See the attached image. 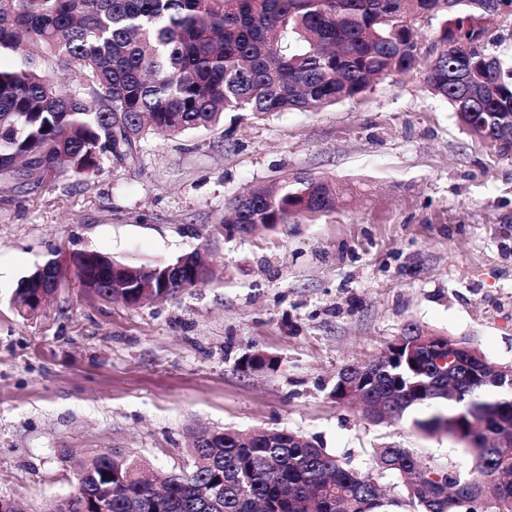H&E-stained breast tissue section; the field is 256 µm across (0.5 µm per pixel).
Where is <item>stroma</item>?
I'll return each mask as SVG.
<instances>
[{
	"instance_id": "35a3bbf8",
	"label": "stroma",
	"mask_w": 512,
	"mask_h": 512,
	"mask_svg": "<svg viewBox=\"0 0 512 512\" xmlns=\"http://www.w3.org/2000/svg\"><path fill=\"white\" fill-rule=\"evenodd\" d=\"M293 173L344 193L319 218L225 236L235 197ZM87 250L137 266L197 251L211 274L132 308L72 283L37 318L15 310L30 270ZM410 324L512 366V159L470 137L423 73L312 112L151 133L136 163L30 194L0 182V499L35 512L69 497V454L189 468L202 427L292 431L361 467L393 444L468 473L448 437L333 395L345 365ZM254 353L273 365L242 369Z\"/></svg>"
}]
</instances>
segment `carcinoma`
I'll list each match as a JSON object with an SVG mask.
<instances>
[{
  "mask_svg": "<svg viewBox=\"0 0 512 512\" xmlns=\"http://www.w3.org/2000/svg\"><path fill=\"white\" fill-rule=\"evenodd\" d=\"M492 0H0V181L24 186L20 168L47 182L99 173L104 160L131 164L150 131L180 135L218 124L226 112L255 118L355 98L377 81L421 70L472 137L512 156V69L489 51L497 36L485 18ZM441 19L437 59L420 29ZM335 182L284 178L235 197L228 234L250 224H284L336 206ZM98 252L55 257L24 276L19 313L39 314L43 293L69 278L89 297L135 307L204 282L192 255L164 280L168 264L133 266L131 288ZM459 366L448 384V345ZM386 365L344 366L339 403L463 445L468 478L426 464L408 448L373 449L361 470L314 440L287 430L243 434L216 429L193 439V465L155 485L136 458L107 448L82 459L69 497L46 512H512V373L462 339L409 324ZM451 399L454 407H437ZM395 478L390 498L381 479Z\"/></svg>",
  "mask_w": 512,
  "mask_h": 512,
  "instance_id": "carcinoma-1",
  "label": "carcinoma"
}]
</instances>
